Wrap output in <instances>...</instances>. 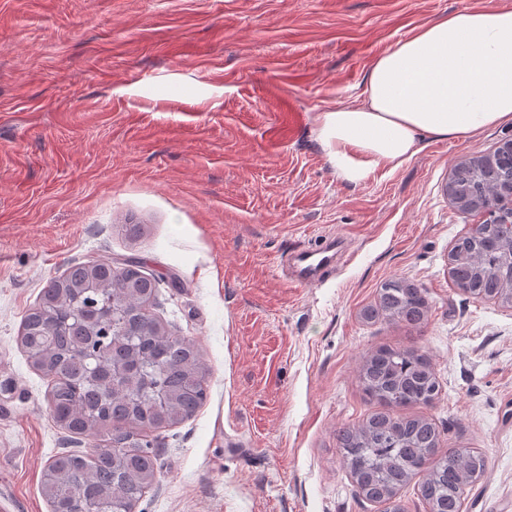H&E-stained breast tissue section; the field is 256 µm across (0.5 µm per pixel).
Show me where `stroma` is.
<instances>
[{"label":"stroma","instance_id":"1","mask_svg":"<svg viewBox=\"0 0 512 512\" xmlns=\"http://www.w3.org/2000/svg\"><path fill=\"white\" fill-rule=\"evenodd\" d=\"M512 0H0V504L50 512L49 461L92 454L49 414L51 381L19 342L52 279L135 258L153 315L195 341L207 397L163 429L135 512H384L355 492L339 429L378 406L360 369L381 346L424 352L439 399L417 407L442 448L488 468L463 512H512V304L448 273L482 214L448 196L460 160L512 123L426 139L395 170L337 178L316 113L355 99L371 62L435 18ZM139 225L138 235L125 227ZM336 239L326 275L286 258ZM401 277L425 289L418 329L362 312Z\"/></svg>","mask_w":512,"mask_h":512}]
</instances>
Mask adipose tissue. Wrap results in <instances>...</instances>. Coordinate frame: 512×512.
<instances>
[{
	"instance_id": "adipose-tissue-1",
	"label": "adipose tissue",
	"mask_w": 512,
	"mask_h": 512,
	"mask_svg": "<svg viewBox=\"0 0 512 512\" xmlns=\"http://www.w3.org/2000/svg\"><path fill=\"white\" fill-rule=\"evenodd\" d=\"M512 122V10L440 16L376 58L359 100L318 113L315 140L359 184L397 168L425 138L460 139Z\"/></svg>"
}]
</instances>
